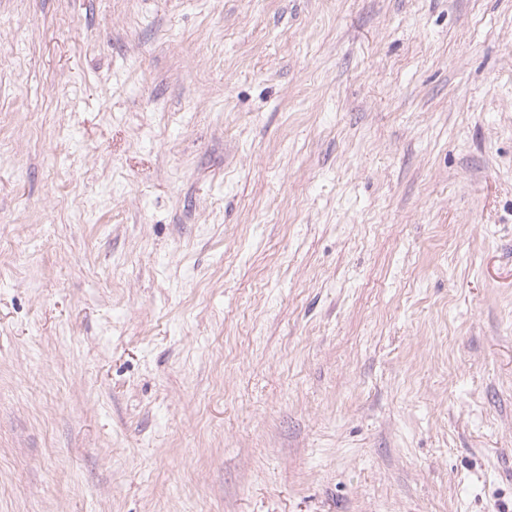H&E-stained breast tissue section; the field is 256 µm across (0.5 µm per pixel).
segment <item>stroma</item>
<instances>
[{"instance_id": "1", "label": "stroma", "mask_w": 512, "mask_h": 512, "mask_svg": "<svg viewBox=\"0 0 512 512\" xmlns=\"http://www.w3.org/2000/svg\"><path fill=\"white\" fill-rule=\"evenodd\" d=\"M0 512H512V0H0Z\"/></svg>"}]
</instances>
